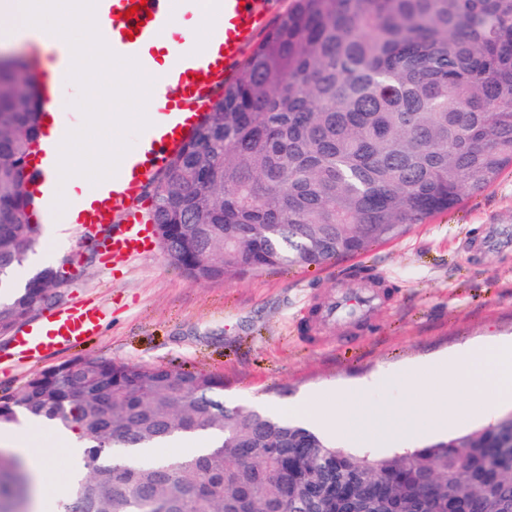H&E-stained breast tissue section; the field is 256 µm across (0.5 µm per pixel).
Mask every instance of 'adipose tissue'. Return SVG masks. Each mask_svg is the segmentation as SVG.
Masks as SVG:
<instances>
[{
	"instance_id": "obj_1",
	"label": "adipose tissue",
	"mask_w": 512,
	"mask_h": 512,
	"mask_svg": "<svg viewBox=\"0 0 512 512\" xmlns=\"http://www.w3.org/2000/svg\"><path fill=\"white\" fill-rule=\"evenodd\" d=\"M16 40L23 42L26 55L35 57L39 66L52 74V94L46 110L55 118L62 112L65 82H73L81 91L73 102L74 111L84 112L105 104L119 115L131 98L144 95L153 101L166 74L165 65L149 72L130 59L126 62L128 76L115 81L99 0H0V44L7 46ZM108 131V126L99 123L72 127L64 135L52 130L44 137L42 148L56 161L51 173L55 190L49 207L51 224L75 223L80 205L95 199L99 182L111 179L121 151L106 147L92 156L83 148L92 134L104 135ZM486 362L497 368L491 380L496 402L512 403V340L490 347H469L460 351L455 360L437 362L434 371L435 383L456 384L463 393L462 399L456 401L448 416L419 421L418 429L437 431L467 413V397L474 388V378L479 366ZM363 394V388H354L340 402L347 434H385V417L372 415L363 407Z\"/></svg>"
}]
</instances>
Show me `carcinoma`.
Here are the masks:
<instances>
[{
	"mask_svg": "<svg viewBox=\"0 0 512 512\" xmlns=\"http://www.w3.org/2000/svg\"><path fill=\"white\" fill-rule=\"evenodd\" d=\"M39 85L0 93V283L38 242L17 175L40 136ZM150 185L157 242L206 282L323 265L454 210L512 167V0H293ZM64 278L47 267L0 302L26 320ZM45 417L83 442L58 512H512V470L486 456L498 420L419 448L355 451L268 410L224 403V377L80 357L0 395V425ZM214 446L111 463L179 434ZM258 448H278L283 462ZM0 512L24 471L0 459Z\"/></svg>",
	"mask_w": 512,
	"mask_h": 512,
	"instance_id": "1",
	"label": "carcinoma"
}]
</instances>
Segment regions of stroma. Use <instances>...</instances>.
<instances>
[{
  "label": "stroma",
  "mask_w": 512,
  "mask_h": 512,
  "mask_svg": "<svg viewBox=\"0 0 512 512\" xmlns=\"http://www.w3.org/2000/svg\"><path fill=\"white\" fill-rule=\"evenodd\" d=\"M53 249L54 258H72L74 276L44 312L96 304L100 332L47 356L18 353L0 336V394L77 357L206 370L223 376L227 404L281 415L308 397L335 401L337 389L365 380L364 404L391 414L405 435L353 446L384 455L427 442L409 434L412 414L455 402L452 389L432 384L434 359L512 338V169L458 209L321 266L198 282L157 248L109 269L75 224L58 227ZM365 275L391 288L365 325L306 330L314 306L363 290ZM409 366L412 380L394 377Z\"/></svg>",
  "instance_id": "stroma-1"
}]
</instances>
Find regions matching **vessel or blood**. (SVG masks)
<instances>
[{"label": "vessel or blood", "instance_id": "1", "mask_svg": "<svg viewBox=\"0 0 512 512\" xmlns=\"http://www.w3.org/2000/svg\"><path fill=\"white\" fill-rule=\"evenodd\" d=\"M204 1L223 15V33L205 54L189 47L181 51L165 84L157 90L162 127L148 128L145 143L113 167L111 191L79 213V224L96 236L101 251L112 262L129 261L153 247L151 228L134 212V203L146 183L203 120L215 88L239 64L245 49L266 24L265 0H190V5L195 8ZM169 2L112 0V9L103 14L102 21L112 28L113 58L134 57L146 67L159 61L158 45L171 29ZM29 177L33 204L43 207L51 185L45 155L32 159ZM101 321L98 306L79 302L31 324L15 337L14 345L29 355L49 354L97 335Z\"/></svg>", "mask_w": 512, "mask_h": 512}]
</instances>
